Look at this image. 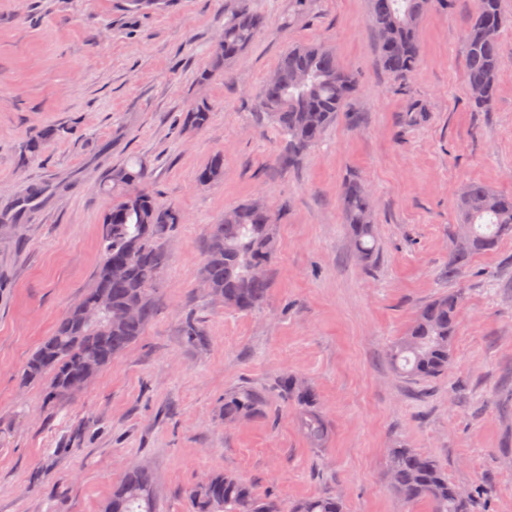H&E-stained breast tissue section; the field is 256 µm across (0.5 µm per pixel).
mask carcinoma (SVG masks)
<instances>
[{
	"label": "carcinoma",
	"instance_id": "1",
	"mask_svg": "<svg viewBox=\"0 0 512 512\" xmlns=\"http://www.w3.org/2000/svg\"><path fill=\"white\" fill-rule=\"evenodd\" d=\"M371 22L378 36L379 60L386 71L404 80L416 71L421 57L417 18L430 0H371ZM507 18L501 0H477L475 17L466 33L464 57L469 87L485 91L475 108L488 110L498 91L502 50L486 27H504ZM264 29L260 15L241 2L224 22V33L215 46L214 66L205 77L227 67ZM274 82L257 92L258 106L288 145V159L306 154L343 111L356 89V79L325 45H299L284 52L275 68ZM210 110L201 104L189 110L184 125L202 129ZM224 158H211L200 179H218ZM148 180L145 164H125L112 174L109 192L116 197L104 217L101 258L91 288L82 301L93 303L105 295L112 312L134 306L139 314L120 323L111 312L93 322H80L66 313L51 336L45 338L24 369V380L38 382L51 376L55 395L72 393L71 381L83 376L85 362L93 358L102 369L117 358L144 332L156 313L154 292L168 266V252L158 244L167 226L175 224V210L158 205L141 186ZM344 222L356 257L369 263L375 254L373 204L364 186L348 179L341 187ZM458 212L467 248L454 245L449 251L448 276L457 277L471 255L494 249L512 234V195L494 191L481 182H470L458 198ZM274 212L250 202L224 213L204 238V273L215 290L224 295V307L239 311L259 309L269 288L267 276L255 272L268 268L276 257ZM462 293L441 294L422 306L403 336L387 351L393 368L409 380L432 379L448 370L456 331V316ZM280 390L296 402V416L305 436L315 448L328 440V425L317 408L313 389L287 376ZM262 398L243 389L224 398V420L234 421L260 410ZM388 479L395 493L408 505L426 500L433 512H470L471 497L448 481L438 461L413 448L391 449ZM192 512H344L338 497L323 496L290 505L260 496L240 478L217 473L204 484L185 491ZM104 512H156L152 474L137 468L129 471L112 492Z\"/></svg>",
	"mask_w": 512,
	"mask_h": 512
}]
</instances>
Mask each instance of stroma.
<instances>
[{"instance_id": "35a3bbf8", "label": "stroma", "mask_w": 512, "mask_h": 512, "mask_svg": "<svg viewBox=\"0 0 512 512\" xmlns=\"http://www.w3.org/2000/svg\"><path fill=\"white\" fill-rule=\"evenodd\" d=\"M263 32L226 69L214 62L239 0H0V512H103L125 473L147 468L157 512L228 473L283 503L340 495L345 512H431L387 478L403 444L473 492L474 512H512V237L449 280L456 200L479 181L512 194V24L489 111L470 101L464 40L476 0H434L421 61L401 80L379 62L371 0H249ZM335 49L357 86L319 144L292 164L255 106L290 46ZM210 108L200 130L185 112ZM51 129L41 154L26 145ZM224 171L199 175L214 155ZM142 159L147 190L176 209L161 239L171 261L143 336L80 391L49 399L23 381L39 344L93 282L113 170ZM357 177L378 232L354 256L340 189ZM259 199L278 216L269 294L253 311L200 288L203 241L226 210ZM462 291L452 362L411 381L388 346L434 297ZM194 315L204 329L183 334ZM313 388L330 429L311 448L277 384ZM248 388L265 405L224 419Z\"/></svg>"}]
</instances>
